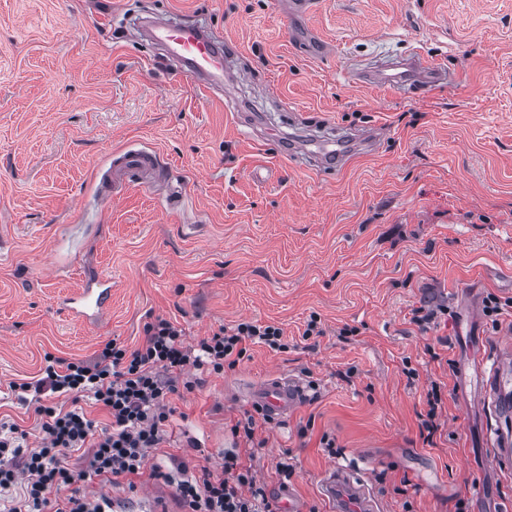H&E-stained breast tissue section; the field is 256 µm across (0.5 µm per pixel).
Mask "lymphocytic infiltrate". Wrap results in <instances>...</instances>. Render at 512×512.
I'll return each instance as SVG.
<instances>
[{
    "mask_svg": "<svg viewBox=\"0 0 512 512\" xmlns=\"http://www.w3.org/2000/svg\"><path fill=\"white\" fill-rule=\"evenodd\" d=\"M143 335L132 349L107 341L89 361L45 354L40 378L21 383V391L38 396L34 412L42 441L28 446L25 429L0 423V497L9 502L4 512H112L108 497L88 498L78 482L91 474L115 481L145 473L174 487L183 512H280L239 456H225L217 470L179 455L164 466L150 457L174 414L170 396L194 387L190 372L234 368L251 343L287 351L282 328L242 321L191 342L182 326L158 316L144 324ZM86 393L111 420L98 435L83 409L58 403ZM73 452L79 455L75 466L68 462Z\"/></svg>",
    "mask_w": 512,
    "mask_h": 512,
    "instance_id": "obj_1",
    "label": "lymphocytic infiltrate"
}]
</instances>
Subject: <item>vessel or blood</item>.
Here are the masks:
<instances>
[{
	"mask_svg": "<svg viewBox=\"0 0 512 512\" xmlns=\"http://www.w3.org/2000/svg\"><path fill=\"white\" fill-rule=\"evenodd\" d=\"M149 39L165 48L168 56L176 62L181 77L208 90L223 87L224 45L222 41L210 36L201 25L167 23L155 27ZM361 78L369 84L393 87L403 96L412 89L421 95L432 87L453 80L452 75L440 65L420 60L411 69L400 73L375 68L362 72ZM377 140L375 129L358 130L337 142H324L314 152L309 150L308 140L296 139L292 142V157L300 165L316 170H328L336 166L342 168L353 159L355 153L372 150ZM158 167L154 154L130 148L119 153L104 176L112 189L129 181L149 186L153 183V174ZM111 297V287L94 291L84 288L66 298L62 306L69 316L93 324L106 319ZM486 387L493 401L512 398V386L508 385L504 377L503 363L491 365L486 376ZM306 396L307 389L299 379L279 375L263 379L255 387L251 400L275 422L292 412ZM322 485L328 498L335 503L337 512H380L378 501L371 496L365 485L351 481L343 470L333 468L327 471Z\"/></svg>",
	"mask_w": 512,
	"mask_h": 512,
	"instance_id": "obj_1",
	"label": "vessel or blood"
}]
</instances>
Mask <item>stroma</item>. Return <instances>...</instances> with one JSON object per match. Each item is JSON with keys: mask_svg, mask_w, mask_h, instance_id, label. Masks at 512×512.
<instances>
[{"mask_svg": "<svg viewBox=\"0 0 512 512\" xmlns=\"http://www.w3.org/2000/svg\"><path fill=\"white\" fill-rule=\"evenodd\" d=\"M147 17L223 37L237 111L131 38ZM311 29L325 53L301 41ZM410 56L455 83L405 99L353 81ZM328 127L383 134L334 175L295 165L291 139ZM129 147L155 154L163 180L104 200L99 173ZM95 275L112 280L111 316L89 329L59 303ZM490 294L512 297V0H313L296 17L285 0H0V420L30 445L40 429L11 385L38 376L45 354L134 347L158 315L192 340L256 320L280 325L287 351L250 346L235 369L172 395L165 452L192 439L212 467L245 454L237 393L283 373L314 398L259 423L250 464L267 492L288 487L307 512H328L320 481L340 467L388 512H455L461 498L505 512L512 469L489 457L512 406L487 404L479 365L512 331L483 315ZM425 300L450 318L412 323ZM313 313L324 333L306 340ZM433 381L443 406L429 446L419 426ZM158 486L79 484L115 512H146Z\"/></svg>", "mask_w": 512, "mask_h": 512, "instance_id": "1", "label": "stroma"}]
</instances>
